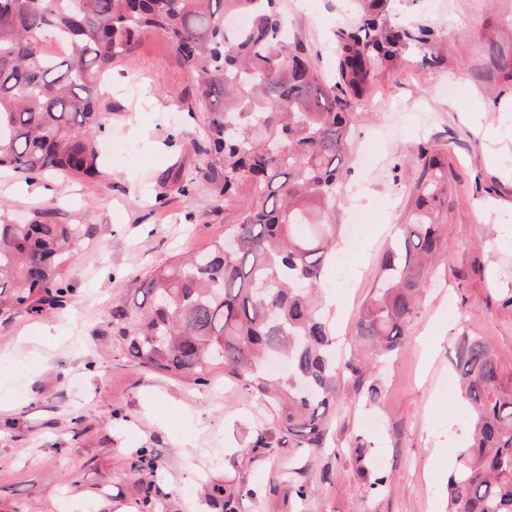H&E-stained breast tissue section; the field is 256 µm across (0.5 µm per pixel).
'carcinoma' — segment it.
<instances>
[{"label":"carcinoma","mask_w":512,"mask_h":512,"mask_svg":"<svg viewBox=\"0 0 512 512\" xmlns=\"http://www.w3.org/2000/svg\"><path fill=\"white\" fill-rule=\"evenodd\" d=\"M246 14L245 27L226 19ZM373 13L362 29L341 33V81L328 84L307 47L289 30L279 0H0V172L30 179L55 173L101 176L99 138L110 123L99 98L114 63L145 30L170 43L195 75L205 107L200 178L229 199L246 188L250 209L202 253L173 259L134 279L132 296L106 324L138 365L182 380L215 372L267 410L247 453L275 456L323 446L339 388L369 403L382 389L373 372L404 340L431 286L429 270L444 243L436 217L452 206L440 159L422 149L411 223L383 257L356 322L349 360L336 368V337L321 288L335 257L331 214L354 112L346 87L362 88L403 35L379 38ZM70 49L45 55V39ZM51 210L25 222L0 205V313L63 308L72 292L69 263L95 234L92 224H56ZM470 438L448 476V512H512V391L500 359L476 337L455 357ZM366 498L386 483L376 452L355 437L350 448ZM154 450L140 448L130 471L154 472ZM224 512L247 490L216 483Z\"/></svg>","instance_id":"cac0c4a2"}]
</instances>
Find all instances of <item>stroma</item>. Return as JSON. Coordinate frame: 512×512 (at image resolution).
<instances>
[{
  "label": "stroma",
  "instance_id": "35a3bbf8",
  "mask_svg": "<svg viewBox=\"0 0 512 512\" xmlns=\"http://www.w3.org/2000/svg\"><path fill=\"white\" fill-rule=\"evenodd\" d=\"M315 68L338 79L337 34L376 12L380 32H409L399 53L353 96L355 119L343 164L347 195L332 216L337 249L354 243L351 281L327 271L323 286L345 340L380 270L386 246L407 223L420 149L444 154L455 195L436 259L434 285L402 346L381 371L378 406L341 388L324 447L248 458L268 417L223 376L194 383L128 360L105 314L129 296L131 279L174 256L203 250L237 223L248 195L224 201L208 184L177 188L199 163L204 130L195 81L160 35L145 33L114 68L101 100L112 115L101 143L122 141L135 162H103V179L39 182L0 176V202L26 215L55 200L59 224L96 234L68 270L67 306L0 318V512H140L143 486L126 461L139 448L159 458L154 491L163 512H223L206 486L253 489L238 512H447L448 476L468 434L455 396L461 337L478 336L501 360L512 388V74L491 47L512 56V0H280ZM428 27L429 44L413 40ZM135 84L138 100L123 89ZM499 141L485 138L486 129ZM378 420L367 427V417ZM364 435L383 459L386 484L360 498L347 449ZM296 471L313 491L289 498Z\"/></svg>",
  "mask_w": 512,
  "mask_h": 512
}]
</instances>
